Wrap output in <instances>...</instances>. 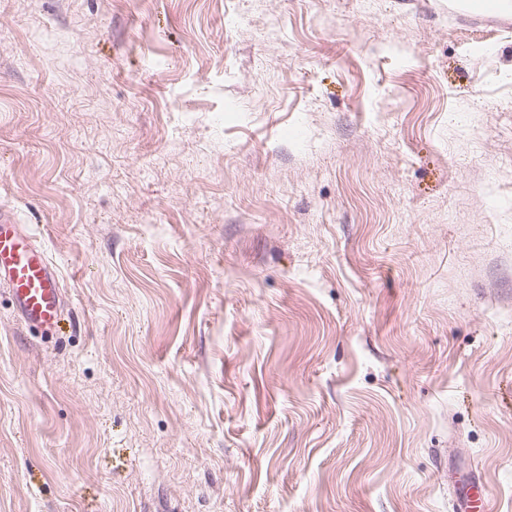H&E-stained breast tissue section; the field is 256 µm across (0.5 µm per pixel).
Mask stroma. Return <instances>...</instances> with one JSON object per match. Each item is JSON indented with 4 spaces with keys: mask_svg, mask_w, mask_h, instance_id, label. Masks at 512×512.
<instances>
[{
    "mask_svg": "<svg viewBox=\"0 0 512 512\" xmlns=\"http://www.w3.org/2000/svg\"><path fill=\"white\" fill-rule=\"evenodd\" d=\"M0 512H512V16L0 0ZM0 286L11 294L19 319L28 326L57 325L63 299L60 277L45 249L0 208Z\"/></svg>",
    "mask_w": 512,
    "mask_h": 512,
    "instance_id": "1",
    "label": "stroma"
}]
</instances>
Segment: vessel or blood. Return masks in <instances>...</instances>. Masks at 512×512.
<instances>
[{
  "label": "vessel or blood",
  "mask_w": 512,
  "mask_h": 512,
  "mask_svg": "<svg viewBox=\"0 0 512 512\" xmlns=\"http://www.w3.org/2000/svg\"><path fill=\"white\" fill-rule=\"evenodd\" d=\"M0 286L10 293L19 319L51 329L63 299L60 277L45 249L19 224L13 212L0 208Z\"/></svg>",
  "instance_id": "vessel-or-blood-1"
}]
</instances>
